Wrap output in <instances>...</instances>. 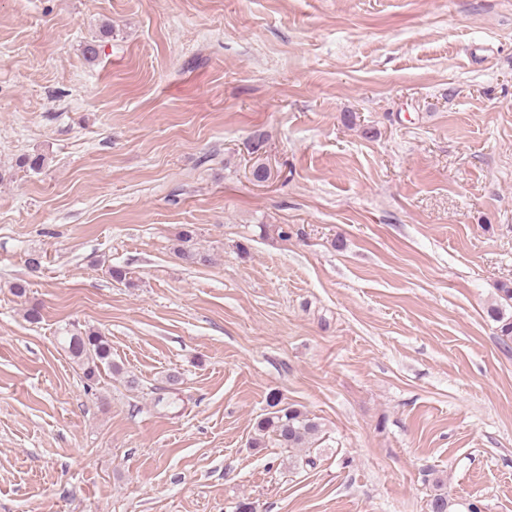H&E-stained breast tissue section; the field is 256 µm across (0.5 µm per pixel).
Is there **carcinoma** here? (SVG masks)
<instances>
[{
  "label": "carcinoma",
  "instance_id": "1",
  "mask_svg": "<svg viewBox=\"0 0 512 512\" xmlns=\"http://www.w3.org/2000/svg\"><path fill=\"white\" fill-rule=\"evenodd\" d=\"M194 230L187 228L179 235L177 256L183 263L195 266L209 262L206 255L192 246ZM489 316L500 323L499 331L503 343L512 342V316L505 317L497 307L489 310ZM61 347L79 367L82 377L89 383H95L102 371L119 372V367L112 363V346L107 336L96 330H67L58 337ZM269 406L273 411L260 419L256 430L260 437L269 438L277 448L300 450L307 448L319 434L320 424L310 418L301 409L281 404L277 396H272Z\"/></svg>",
  "mask_w": 512,
  "mask_h": 512
}]
</instances>
